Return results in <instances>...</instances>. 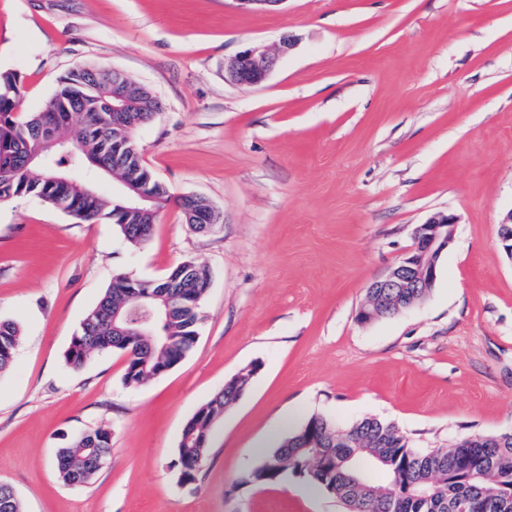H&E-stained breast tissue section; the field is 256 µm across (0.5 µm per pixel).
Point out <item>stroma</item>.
I'll return each instance as SVG.
<instances>
[{
  "mask_svg": "<svg viewBox=\"0 0 512 512\" xmlns=\"http://www.w3.org/2000/svg\"><path fill=\"white\" fill-rule=\"evenodd\" d=\"M295 41L257 86L225 82L251 44ZM113 66L161 112L136 128L171 193L222 215L207 234L166 208L122 242L33 197L0 203V319L21 341L0 373V483L22 512H341L288 476L242 483L253 445L283 419L396 425L414 447L512 431V0H0V72L20 117L59 78ZM457 219L427 297L359 323L366 288L402 261L432 213ZM191 260L210 274L193 350L146 385L126 358L65 353L113 276L154 280ZM259 370L217 422L197 484L174 465L195 411ZM99 428L112 452L68 485L58 448Z\"/></svg>",
  "mask_w": 512,
  "mask_h": 512,
  "instance_id": "35a3bbf8",
  "label": "stroma"
}]
</instances>
